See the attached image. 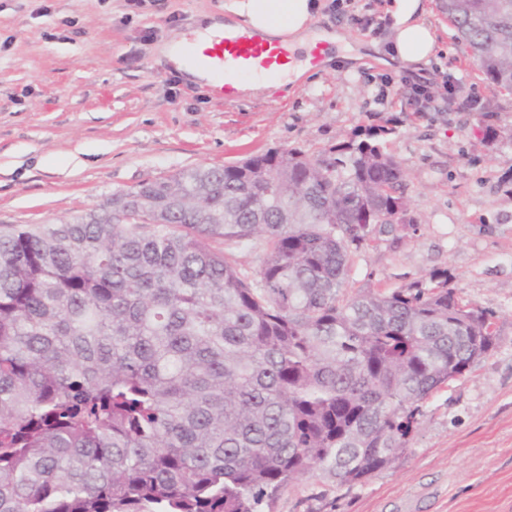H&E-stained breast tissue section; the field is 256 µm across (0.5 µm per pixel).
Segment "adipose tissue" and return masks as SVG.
I'll list each match as a JSON object with an SVG mask.
<instances>
[{"mask_svg":"<svg viewBox=\"0 0 512 512\" xmlns=\"http://www.w3.org/2000/svg\"><path fill=\"white\" fill-rule=\"evenodd\" d=\"M320 9L318 0H224V16L201 15L191 36L172 39L166 55L180 71L203 84L212 78L204 69L189 63L182 53L188 39L204 42L222 29L249 30L270 43H290L300 47H331L344 41L342 33H311ZM385 11L393 20L392 54L401 63L423 67L435 57L436 33L426 16L423 0H388Z\"/></svg>","mask_w":512,"mask_h":512,"instance_id":"1","label":"adipose tissue"}]
</instances>
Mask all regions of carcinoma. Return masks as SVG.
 <instances>
[{
  "mask_svg": "<svg viewBox=\"0 0 512 512\" xmlns=\"http://www.w3.org/2000/svg\"><path fill=\"white\" fill-rule=\"evenodd\" d=\"M512 91V0H441ZM394 129L331 161L270 150L0 232V512H263L305 475L360 483L434 392L495 347L493 315L437 271L347 292L373 224L406 223ZM261 249L248 273L226 250Z\"/></svg>",
  "mask_w": 512,
  "mask_h": 512,
  "instance_id": "carcinoma-1",
  "label": "carcinoma"
}]
</instances>
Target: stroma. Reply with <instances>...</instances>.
<instances>
[{
	"label": "stroma",
	"mask_w": 512,
	"mask_h": 512,
	"mask_svg": "<svg viewBox=\"0 0 512 512\" xmlns=\"http://www.w3.org/2000/svg\"><path fill=\"white\" fill-rule=\"evenodd\" d=\"M440 64L386 66L391 29L364 32L322 10L366 58L335 59L288 89L225 101L162 50L224 0H0V230L58 224L142 181L270 149L329 159L337 144L394 125L386 150L406 176L407 223L377 224L353 256L351 291L447 271L493 313L497 345L424 403L420 428L363 482L304 477L265 512H512V93L489 83L425 0ZM478 99L417 115L403 77Z\"/></svg>",
	"instance_id": "35a3bbf8"
}]
</instances>
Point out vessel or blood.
<instances>
[{
    "label": "vessel or blood",
    "mask_w": 512,
    "mask_h": 512,
    "mask_svg": "<svg viewBox=\"0 0 512 512\" xmlns=\"http://www.w3.org/2000/svg\"><path fill=\"white\" fill-rule=\"evenodd\" d=\"M191 55L217 77L213 93L231 100L236 96L232 84L236 76L275 69L300 57L301 51L291 46H267L254 36L227 30L215 35L203 49H192Z\"/></svg>",
    "instance_id": "b4317fda"
}]
</instances>
